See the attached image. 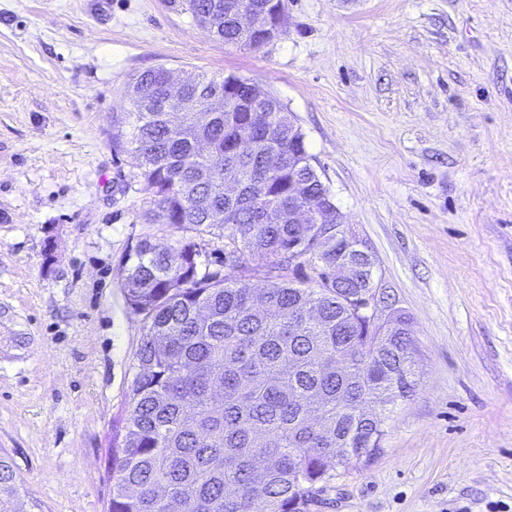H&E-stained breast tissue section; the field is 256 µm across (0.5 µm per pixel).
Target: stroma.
I'll return each mask as SVG.
<instances>
[{"instance_id":"1","label":"stroma","mask_w":512,"mask_h":512,"mask_svg":"<svg viewBox=\"0 0 512 512\" xmlns=\"http://www.w3.org/2000/svg\"><path fill=\"white\" fill-rule=\"evenodd\" d=\"M237 75L305 136L410 316L420 377L311 512H512V0H287L258 50L168 0H0V455L20 512H108L146 224L107 133L129 84Z\"/></svg>"}]
</instances>
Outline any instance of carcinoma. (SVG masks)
<instances>
[{"label": "carcinoma", "mask_w": 512, "mask_h": 512, "mask_svg": "<svg viewBox=\"0 0 512 512\" xmlns=\"http://www.w3.org/2000/svg\"><path fill=\"white\" fill-rule=\"evenodd\" d=\"M269 0H170L209 20L226 44L266 39L239 24V8ZM224 78L183 87L185 109L166 103L159 70L128 87L130 110L112 113L109 144L125 155L144 195L142 219L191 234L160 250L149 234L122 262L126 304L143 317L135 375L112 439L108 512H311L336 478L371 460L386 406L415 390L416 339L396 306L367 322L346 303L368 289L366 259L328 224H292L288 194L308 156L287 109L244 80L221 106ZM234 177L237 196H224ZM324 237L321 262L289 268L288 252ZM224 239V261L246 278L207 268L200 244ZM247 257L263 263L245 268ZM357 267L336 287V261ZM266 282L255 294L247 282ZM15 474L0 457V512H18Z\"/></svg>", "instance_id": "carcinoma-1"}]
</instances>
